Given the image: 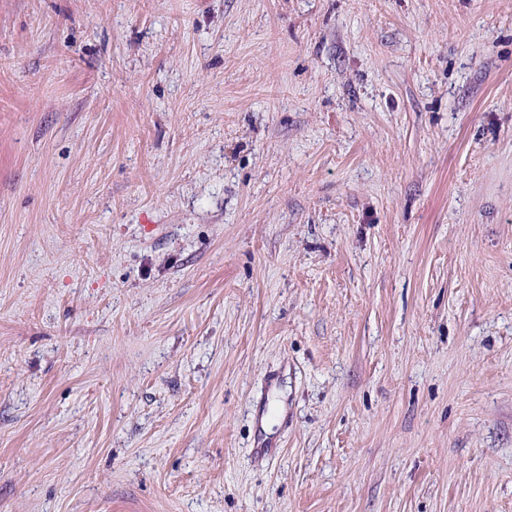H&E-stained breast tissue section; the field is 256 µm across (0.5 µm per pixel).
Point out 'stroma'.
Returning <instances> with one entry per match:
<instances>
[{"instance_id": "stroma-1", "label": "stroma", "mask_w": 512, "mask_h": 512, "mask_svg": "<svg viewBox=\"0 0 512 512\" xmlns=\"http://www.w3.org/2000/svg\"><path fill=\"white\" fill-rule=\"evenodd\" d=\"M0 512H512V0H0Z\"/></svg>"}]
</instances>
